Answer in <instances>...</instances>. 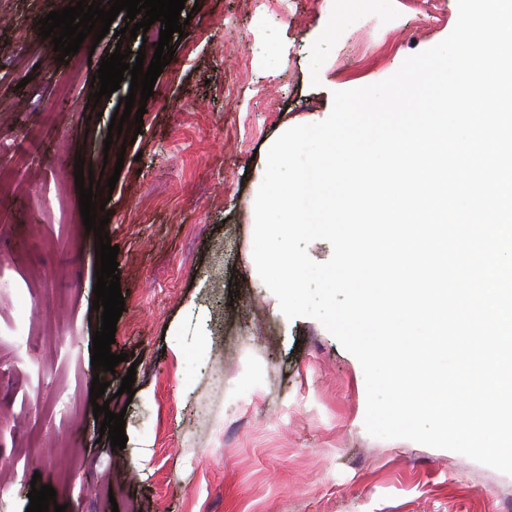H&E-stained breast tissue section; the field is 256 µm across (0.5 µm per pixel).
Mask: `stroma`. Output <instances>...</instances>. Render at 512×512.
I'll list each match as a JSON object with an SVG mask.
<instances>
[{
  "instance_id": "1",
  "label": "stroma",
  "mask_w": 512,
  "mask_h": 512,
  "mask_svg": "<svg viewBox=\"0 0 512 512\" xmlns=\"http://www.w3.org/2000/svg\"><path fill=\"white\" fill-rule=\"evenodd\" d=\"M77 0H0V134L62 141L53 168L15 170L0 210V512H26L32 479L65 512H512V475L364 426L358 360L310 317L287 319L249 261L256 171L282 126L327 118L333 94L393 75L453 30L457 0H186L192 18L146 102L139 134L105 145L128 94L94 101L102 57L132 39L85 38L73 71L39 33ZM337 32H330L334 16ZM248 73H241V65ZM56 102L44 125L38 109ZM117 176L105 227L118 244L124 311L114 372H94L95 237L73 175L78 158ZM122 171H115L116 160ZM64 185L70 221L47 224L33 193ZM66 325L45 366L29 288ZM135 369L133 398L118 389ZM124 412V449L99 436L93 379ZM106 483L109 494H94Z\"/></svg>"
}]
</instances>
